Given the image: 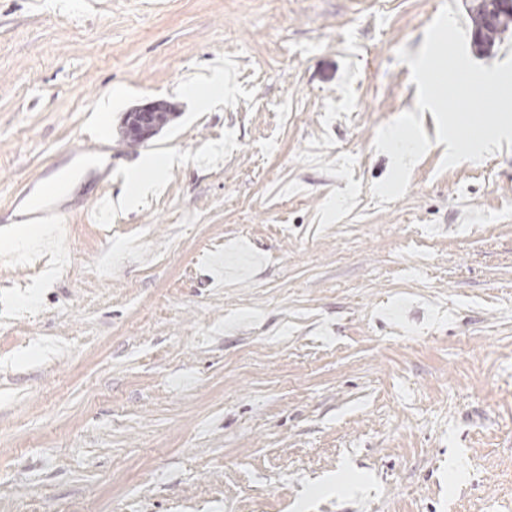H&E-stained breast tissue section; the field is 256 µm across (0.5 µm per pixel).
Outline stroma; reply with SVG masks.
I'll list each match as a JSON object with an SVG mask.
<instances>
[{
    "mask_svg": "<svg viewBox=\"0 0 512 512\" xmlns=\"http://www.w3.org/2000/svg\"><path fill=\"white\" fill-rule=\"evenodd\" d=\"M98 2L0 0V512H512V150L370 191L441 0ZM163 105L159 102H152L145 106L139 107L136 111V115L138 118H136L137 123L133 124V121L130 123V115L131 112H128L127 120L124 119V128H125V135L128 138L129 142L133 144H139L142 143L144 140L143 138H137L133 137L131 134L130 125H132L133 132L139 136L142 137H148L152 131H153V125L152 122L145 121V120H139V117L144 115L145 117H149L150 113L158 112L156 115L154 114L152 119L157 127H162L168 120V114L169 112H163ZM177 161L174 155H166L162 159L150 163L151 177L145 178L141 168H135L130 174L129 187L127 191L126 200H132L143 193L152 182L157 180V174L168 167L172 166Z\"/></svg>",
    "mask_w": 512,
    "mask_h": 512,
    "instance_id": "35a3bbf8",
    "label": "stroma"
}]
</instances>
